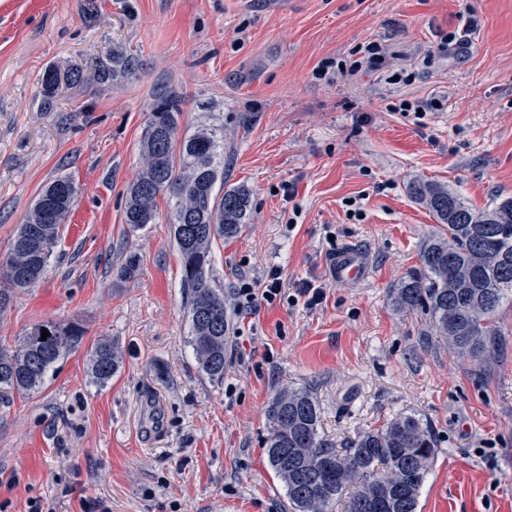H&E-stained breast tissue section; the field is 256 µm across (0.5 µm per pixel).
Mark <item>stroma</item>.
<instances>
[{
	"instance_id": "35a3bbf8",
	"label": "stroma",
	"mask_w": 512,
	"mask_h": 512,
	"mask_svg": "<svg viewBox=\"0 0 512 512\" xmlns=\"http://www.w3.org/2000/svg\"><path fill=\"white\" fill-rule=\"evenodd\" d=\"M449 32L459 43L440 53ZM374 40L408 55L410 82L314 79L323 59ZM114 42L139 57L138 80L70 89L44 110L47 67L84 66ZM164 94L184 101L181 133L223 125L224 180L251 192L249 224L213 246L217 284L231 295L276 266L288 294L304 282L324 294L312 309L234 312L219 383L188 343L166 198L144 228L123 217ZM414 99L443 108L394 111ZM77 108L88 121H70ZM62 174L77 204L46 278L0 311V347L48 320L85 335L41 389L0 403V512L35 500L57 512H287L264 445L285 385L314 394L336 449L400 413L427 422L437 453L417 512H512V302L480 363L391 299L437 228L410 182L448 184L479 209L512 198V0H0V257ZM347 243L373 258L365 283L328 271ZM128 251L140 267L120 282ZM101 340L123 354L103 388L86 373Z\"/></svg>"
}]
</instances>
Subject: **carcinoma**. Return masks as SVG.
I'll return each mask as SVG.
<instances>
[{"instance_id": "carcinoma-1", "label": "carcinoma", "mask_w": 512, "mask_h": 512, "mask_svg": "<svg viewBox=\"0 0 512 512\" xmlns=\"http://www.w3.org/2000/svg\"><path fill=\"white\" fill-rule=\"evenodd\" d=\"M138 57L119 44L98 53L83 67L65 74L47 68L41 80L44 105L53 108L62 88L91 93L139 79ZM181 100L157 99L141 136L143 166L126 189L124 221L139 229L156 219L158 198L173 202L169 223L181 262V287L191 345L199 373L224 380L231 317L224 290L213 277L216 239L237 237L250 219V190L224 183V126L201 125L179 136ZM410 196L438 223L422 244L419 268L393 292L394 304L428 317V333L441 336L463 359L485 361L497 335L495 315L512 300V198L488 210L470 207L447 185L415 180ZM72 177L60 175L39 193L18 225L0 261L6 287L0 311L12 293L38 284L47 274L59 231L75 207ZM140 256L125 254L119 280L134 277ZM50 333L41 340L42 332ZM84 330L74 323L47 321L34 326L8 351L0 349V403L13 394L40 389L49 371L77 350ZM122 356L108 341L97 344L88 360L91 382L105 386L117 375ZM268 463L284 484L289 512H417L418 497L436 455L429 427L399 415L376 430L358 435L342 451L321 437V409L312 392L282 388L266 408Z\"/></svg>"}]
</instances>
